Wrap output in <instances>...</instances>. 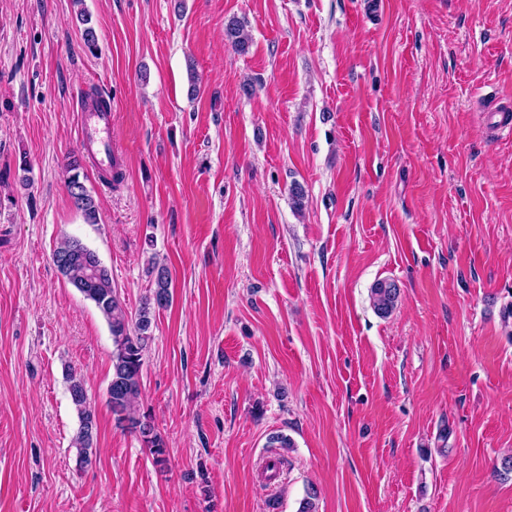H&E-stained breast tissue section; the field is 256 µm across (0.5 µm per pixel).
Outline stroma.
<instances>
[{
    "instance_id": "obj_1",
    "label": "stroma",
    "mask_w": 512,
    "mask_h": 512,
    "mask_svg": "<svg viewBox=\"0 0 512 512\" xmlns=\"http://www.w3.org/2000/svg\"><path fill=\"white\" fill-rule=\"evenodd\" d=\"M85 87L111 101L116 186L81 155ZM503 105L512 0H0V512H297L310 488L318 512H512ZM68 236L129 314L169 271L139 400L166 465L107 405V323L52 260ZM80 166L78 159H73L67 164L66 171L68 175L65 185L75 207L83 213L87 223L93 224L97 221V204L80 179ZM399 287L392 280H378L370 289V301L374 310L381 316H387L396 307ZM71 401L78 413V427L73 437L77 450L76 463L79 469L89 471L96 467L98 452L95 447L97 435V414L88 402V395L82 379L74 371L66 375Z\"/></svg>"
}]
</instances>
